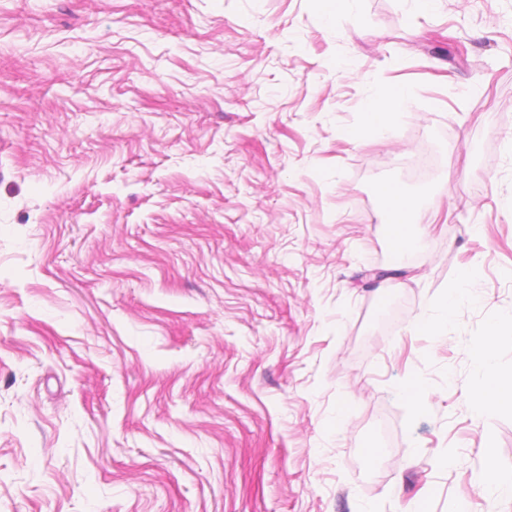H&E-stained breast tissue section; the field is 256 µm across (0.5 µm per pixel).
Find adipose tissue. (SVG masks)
Returning a JSON list of instances; mask_svg holds the SVG:
<instances>
[{"mask_svg": "<svg viewBox=\"0 0 512 512\" xmlns=\"http://www.w3.org/2000/svg\"><path fill=\"white\" fill-rule=\"evenodd\" d=\"M410 97V88L399 84L379 95L368 98L362 112L361 127L351 131V138H360L364 133L380 134L385 132L397 111L408 107ZM504 337L503 328L494 326L473 347L475 358L486 374L484 384L473 393L477 410L512 408V374L501 373L495 365L496 347Z\"/></svg>", "mask_w": 512, "mask_h": 512, "instance_id": "1", "label": "adipose tissue"}]
</instances>
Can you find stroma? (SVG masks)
Returning a JSON list of instances; mask_svg holds the SVG:
<instances>
[{"instance_id":"stroma-1","label":"stroma","mask_w":512,"mask_h":512,"mask_svg":"<svg viewBox=\"0 0 512 512\" xmlns=\"http://www.w3.org/2000/svg\"><path fill=\"white\" fill-rule=\"evenodd\" d=\"M511 141L512 0H0V512H486ZM411 89L406 85H395L385 92L370 97L363 108L362 124L359 130L349 133L352 139H357L363 133L380 134L387 130L389 121L400 110L408 107ZM386 205L394 214V228L398 235L400 251L406 252L413 246L411 237V217L412 202L402 189L395 184H387L382 190ZM469 277V274H462L457 287L449 291L440 309L429 317L421 316L416 321V325L425 330H437L442 322L447 321L448 315L462 301L469 298L468 289L465 288V282ZM505 336V331L500 326H493L480 342L473 345L476 360L484 369L486 380L484 384L473 392L475 408L479 411L512 408V374L501 373L495 365V351L497 344Z\"/></svg>"}]
</instances>
